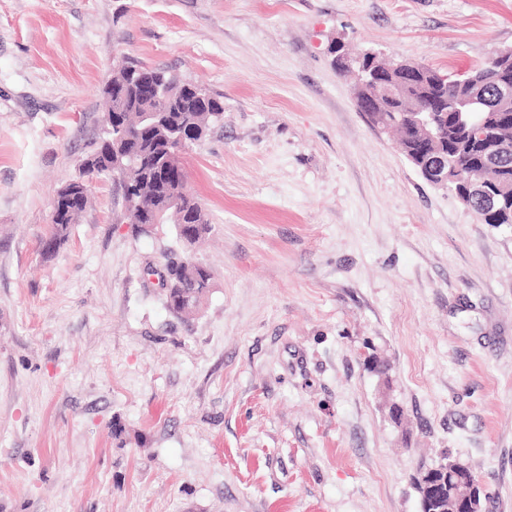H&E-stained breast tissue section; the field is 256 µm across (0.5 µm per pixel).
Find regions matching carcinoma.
<instances>
[{"mask_svg":"<svg viewBox=\"0 0 512 512\" xmlns=\"http://www.w3.org/2000/svg\"><path fill=\"white\" fill-rule=\"evenodd\" d=\"M496 66L495 56L491 55L470 70L472 74L477 71L486 73L485 82L480 86L460 84L455 76L448 79V126L444 132V148L448 150V167L452 168V178L470 174L475 176L485 170V147L468 141L458 113L454 112L455 103L472 90L483 99V115L498 116L496 124L500 126L501 139L508 143V150L512 152V87L505 90L493 82V69ZM133 77L147 83L157 80L164 83L169 112L163 115L162 120L149 124L145 122V111L150 104L141 97L140 87L131 83ZM191 87L193 84L167 70L126 59L112 79L102 87L101 94L107 105L106 113L110 114L118 106H123V147L133 157V162L125 169H112V131L109 130L92 152L100 164L90 169L83 162L79 167L80 174L89 178H110L116 174L129 183L136 206L126 215V219L139 231L142 225L150 223L153 209L168 207V215L177 224L178 239L187 248L203 240L210 233L211 224L200 202L187 188V172L182 160L170 156L169 151L172 140L181 133L183 126L207 130L222 120L224 112L221 100L210 95L205 103L196 102L191 96ZM424 93V87L411 85L400 90L398 101L380 97L377 106L380 121L389 124L390 129L400 131L398 122L404 111L415 106ZM77 188L78 181L74 180L60 188L54 197V215L49 231L41 240V253L46 259L51 258L67 240L71 225L76 223L88 205L86 192L79 199L70 200ZM469 205L485 224H512V200L502 207L501 212L492 216L482 212V205L476 198L471 199ZM164 259L166 308L175 314L198 311L213 285L211 270L187 251L179 253L171 250L164 254ZM441 461L446 465L443 472L435 473L426 467L417 472L414 485L419 495L425 494L429 481L440 480L448 485L445 504L448 512H453L457 497L475 489L478 497L473 499L474 510L481 512L486 493L470 469L460 467V462L448 454L443 455Z\"/></svg>","mask_w":512,"mask_h":512,"instance_id":"carcinoma-1","label":"carcinoma"}]
</instances>
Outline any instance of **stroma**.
<instances>
[{
  "label": "stroma",
  "mask_w": 512,
  "mask_h": 512,
  "mask_svg": "<svg viewBox=\"0 0 512 512\" xmlns=\"http://www.w3.org/2000/svg\"><path fill=\"white\" fill-rule=\"evenodd\" d=\"M337 40L460 74L512 0H0V512H421L447 451L512 512V225L421 177ZM127 56L224 103L184 157L190 317L117 180L40 252ZM166 281L164 303L175 314H191L200 309L213 285L211 270L187 251L170 250L164 255Z\"/></svg>",
  "instance_id": "1"
}]
</instances>
